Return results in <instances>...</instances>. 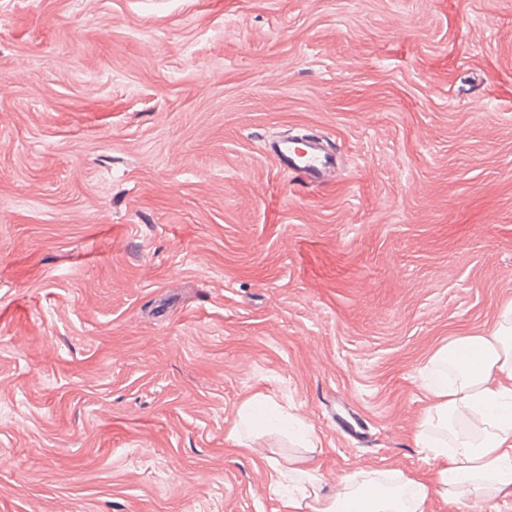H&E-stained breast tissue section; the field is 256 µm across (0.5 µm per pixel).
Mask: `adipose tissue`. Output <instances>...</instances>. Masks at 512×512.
Instances as JSON below:
<instances>
[{
  "instance_id": "adipose-tissue-1",
  "label": "adipose tissue",
  "mask_w": 512,
  "mask_h": 512,
  "mask_svg": "<svg viewBox=\"0 0 512 512\" xmlns=\"http://www.w3.org/2000/svg\"><path fill=\"white\" fill-rule=\"evenodd\" d=\"M466 349L477 350L478 358L456 361ZM424 387L433 404L413 438L435 462L426 478L352 469L326 485L313 438H305L301 457L261 448L259 429L288 418L281 406L262 397L241 404L232 434L244 452L266 457L273 486L288 490V512H424L436 494L466 501L512 492V307L489 332L442 345L428 362Z\"/></svg>"
}]
</instances>
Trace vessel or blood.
Listing matches in <instances>:
<instances>
[{"label": "vessel or blood", "mask_w": 512, "mask_h": 512, "mask_svg": "<svg viewBox=\"0 0 512 512\" xmlns=\"http://www.w3.org/2000/svg\"><path fill=\"white\" fill-rule=\"evenodd\" d=\"M265 152L280 171L301 176L309 182H329L335 173L336 160L318 138L303 143L290 138L265 144Z\"/></svg>", "instance_id": "b4317fda"}]
</instances>
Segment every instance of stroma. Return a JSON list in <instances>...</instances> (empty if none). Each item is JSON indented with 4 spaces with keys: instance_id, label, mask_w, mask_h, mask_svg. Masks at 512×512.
Instances as JSON below:
<instances>
[{
    "instance_id": "obj_1",
    "label": "stroma",
    "mask_w": 512,
    "mask_h": 512,
    "mask_svg": "<svg viewBox=\"0 0 512 512\" xmlns=\"http://www.w3.org/2000/svg\"><path fill=\"white\" fill-rule=\"evenodd\" d=\"M510 304L512 0H0V512H285L254 395L325 482L426 473ZM264 149L282 172L297 174L309 182L327 183L335 173L336 160L318 138L297 144L288 137L265 142Z\"/></svg>"
}]
</instances>
